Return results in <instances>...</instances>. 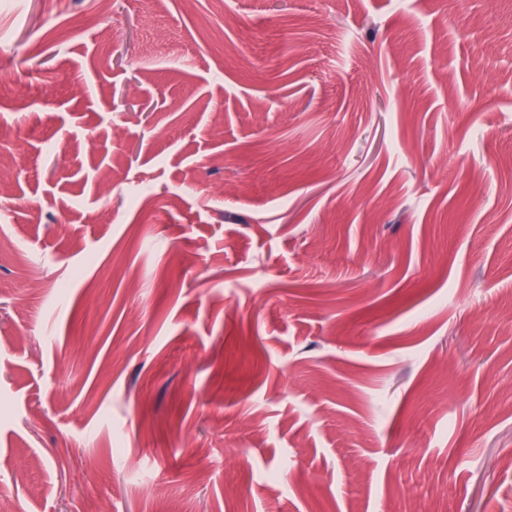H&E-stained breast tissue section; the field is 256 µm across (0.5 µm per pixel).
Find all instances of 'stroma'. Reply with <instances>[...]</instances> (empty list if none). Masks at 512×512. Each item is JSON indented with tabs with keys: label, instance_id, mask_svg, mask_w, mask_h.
I'll use <instances>...</instances> for the list:
<instances>
[{
	"label": "stroma",
	"instance_id": "35a3bbf8",
	"mask_svg": "<svg viewBox=\"0 0 512 512\" xmlns=\"http://www.w3.org/2000/svg\"><path fill=\"white\" fill-rule=\"evenodd\" d=\"M1 66L0 512H512V0H0Z\"/></svg>",
	"mask_w": 512,
	"mask_h": 512
}]
</instances>
